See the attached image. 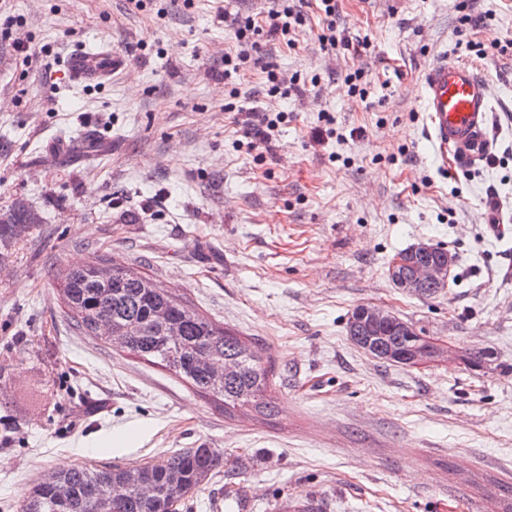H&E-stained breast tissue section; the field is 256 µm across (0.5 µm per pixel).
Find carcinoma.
I'll return each instance as SVG.
<instances>
[{
	"mask_svg": "<svg viewBox=\"0 0 512 512\" xmlns=\"http://www.w3.org/2000/svg\"><path fill=\"white\" fill-rule=\"evenodd\" d=\"M29 205L15 202L0 221V262L5 251L31 228L26 223ZM401 264L388 271L399 285L419 257L412 248L398 254ZM95 261L66 270L60 291L64 313L74 325L87 333L102 318L112 322V335L102 336L105 344L119 343L130 355L158 365L187 384L193 391L223 403L224 412L246 410L270 416L275 409L273 378L258 346L224 329L208 316L190 308L162 288L149 275L112 262V279L100 282L95 277ZM166 310L170 320L181 327L173 359L166 356V331L155 320L156 309ZM364 306L355 307L346 323L347 335L360 349L384 363L411 366L415 358L430 350L429 338L414 329L406 332L399 325L380 324L371 328L358 324ZM486 349L473 350L463 357L469 369L481 368L491 359ZM231 363L235 371L224 375L217 386L198 359ZM224 451L204 444L183 448L155 461L139 465L142 483L154 489L146 501L139 490L126 481L127 467H75L55 472V482L37 481L21 512H101L102 494L112 497V512H171V503L185 499L223 471ZM178 476L172 481V476Z\"/></svg>",
	"mask_w": 512,
	"mask_h": 512,
	"instance_id": "1",
	"label": "carcinoma"
}]
</instances>
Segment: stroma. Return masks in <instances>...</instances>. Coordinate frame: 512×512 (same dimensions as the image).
<instances>
[{
  "instance_id": "1",
  "label": "stroma",
  "mask_w": 512,
  "mask_h": 512,
  "mask_svg": "<svg viewBox=\"0 0 512 512\" xmlns=\"http://www.w3.org/2000/svg\"><path fill=\"white\" fill-rule=\"evenodd\" d=\"M483 26L461 29V5ZM9 0L0 35V211L43 221L0 263V512L46 472L132 466L205 444L224 471L179 512H503L512 487V0H338L349 49L321 51L314 0L295 46L267 43L243 92L288 113L271 151L244 136L220 77L231 20L268 0ZM373 48L361 51L358 40ZM101 39L128 60L104 85L62 60ZM479 43V53L463 49ZM21 42L26 54L14 52ZM489 84L494 162L448 167L421 110L442 56ZM306 85L267 98L266 64ZM360 71L368 96H351ZM334 118L326 135L324 115ZM425 242L455 264L444 292L397 288L388 265ZM105 254L261 347L276 411L225 416L164 368L78 330L62 273ZM384 306L447 348L413 366L349 338ZM473 348L494 360L467 369Z\"/></svg>"
}]
</instances>
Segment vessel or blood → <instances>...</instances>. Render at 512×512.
Returning <instances> with one entry per match:
<instances>
[{
  "instance_id": "obj_1",
  "label": "vessel or blood",
  "mask_w": 512,
  "mask_h": 512,
  "mask_svg": "<svg viewBox=\"0 0 512 512\" xmlns=\"http://www.w3.org/2000/svg\"><path fill=\"white\" fill-rule=\"evenodd\" d=\"M124 65V56L104 41L80 46L64 62L67 73L84 85L108 82ZM422 108L429 114L432 138L453 164L470 169L487 163L492 154L490 94L473 67L449 57L429 65L422 81Z\"/></svg>"
}]
</instances>
